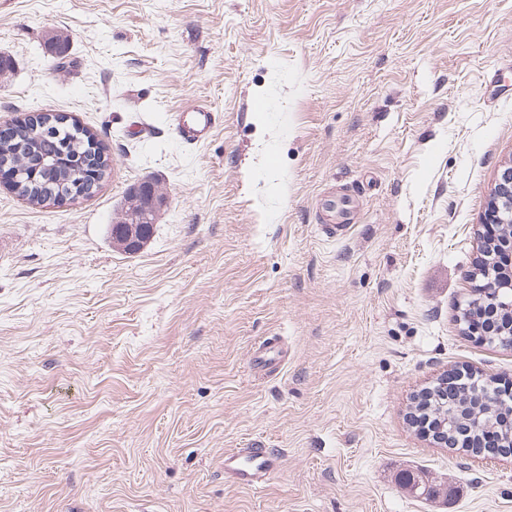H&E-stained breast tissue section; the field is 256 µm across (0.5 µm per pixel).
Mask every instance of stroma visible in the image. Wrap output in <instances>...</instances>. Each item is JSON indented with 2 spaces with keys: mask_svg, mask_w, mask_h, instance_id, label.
<instances>
[{
  "mask_svg": "<svg viewBox=\"0 0 512 512\" xmlns=\"http://www.w3.org/2000/svg\"><path fill=\"white\" fill-rule=\"evenodd\" d=\"M498 85L512 0H0V129L59 113L111 159L89 198L0 182V512H512V455L409 420L447 372L512 381L459 321L512 159ZM194 101L222 121L191 147ZM146 180L165 201L128 254ZM252 440L280 467L234 486ZM221 121V116L204 106H193L175 112L172 125L178 140L186 146L204 143ZM253 366L255 373L271 375L282 370L284 351L279 341L265 340L254 348Z\"/></svg>",
  "mask_w": 512,
  "mask_h": 512,
  "instance_id": "1",
  "label": "stroma"
}]
</instances>
